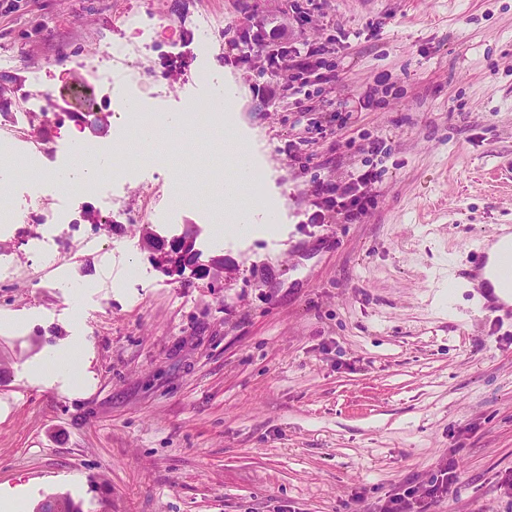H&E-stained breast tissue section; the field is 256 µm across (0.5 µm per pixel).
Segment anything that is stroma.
<instances>
[{
    "instance_id": "35a3bbf8",
    "label": "stroma",
    "mask_w": 512,
    "mask_h": 512,
    "mask_svg": "<svg viewBox=\"0 0 512 512\" xmlns=\"http://www.w3.org/2000/svg\"><path fill=\"white\" fill-rule=\"evenodd\" d=\"M289 7L0 6V134L25 149L135 138L98 89L104 72L116 91L139 81L167 116L229 80L234 123L283 204L277 233L217 240L196 210H170L184 176L152 144L113 183L110 223L94 226L93 199L51 190L27 207L9 159L27 220L0 231V318L16 322L0 328V493L24 497L19 512L53 495L82 512H383L449 458L457 494L428 512H512V324L481 313L457 274L494 225L512 224V0H324L301 27ZM134 14L142 29L123 25ZM281 24L330 51L323 80L272 103L257 94L259 61L224 56L229 40ZM117 42L128 60L109 57ZM200 68L209 83H195ZM45 92L60 106L53 125L25 110ZM354 169L379 173L374 207L312 223L316 184L343 186ZM149 198L158 219L131 222ZM64 209L67 231L35 245L45 214ZM150 232L192 235L210 276L158 268ZM67 281L88 283L81 308ZM78 328L84 388L31 384L28 363Z\"/></svg>"
}]
</instances>
